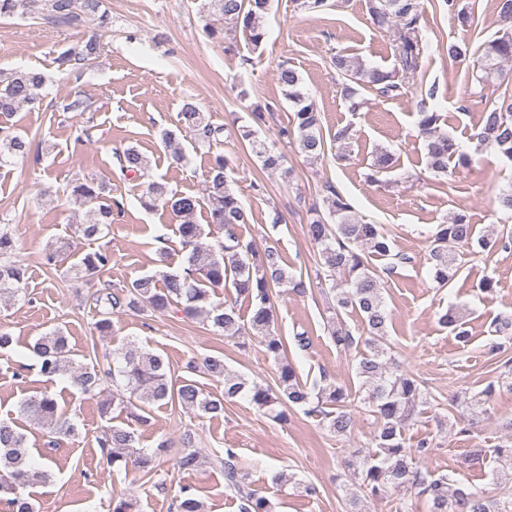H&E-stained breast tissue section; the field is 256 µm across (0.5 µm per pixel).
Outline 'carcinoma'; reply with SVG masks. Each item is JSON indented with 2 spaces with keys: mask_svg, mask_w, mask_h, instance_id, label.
<instances>
[{
  "mask_svg": "<svg viewBox=\"0 0 512 512\" xmlns=\"http://www.w3.org/2000/svg\"><path fill=\"white\" fill-rule=\"evenodd\" d=\"M42 17L56 26H79L97 21H108L104 0H41ZM271 0H195L197 14L207 19L218 16L242 30L253 47L265 38V17ZM424 6L421 0H369L374 23L381 29L394 30L396 65L393 69L367 68L361 62L343 55L333 58L337 73L346 81L349 109L359 111L366 101L358 88L366 86L389 96L402 88L404 79L419 68L425 46L419 36V23ZM100 52L97 39L88 40L78 51L60 53L56 62L65 70L75 71L94 60ZM512 60V32L484 44L480 67L486 74L498 70L503 61ZM277 83L286 100L292 103L289 125L279 131V138L289 139L298 153L307 158H318L328 150L321 116L305 92L299 72L283 64L277 72ZM45 84L43 73L36 70L20 71L0 77V118L8 119L22 109L40 106V90ZM418 127L424 138L427 167L437 177L448 175L449 164L468 166L471 158L463 152L456 140L440 130L441 116L423 108L418 112ZM193 134L197 146L211 145L223 128L213 126L206 116L190 101L179 112L177 131L163 133V141L173 149L177 160L185 158L177 142L178 132ZM241 139L248 141L264 169L282 168L284 155L278 141L259 138V130L248 122L238 127ZM478 138L485 149L496 157L512 162V95L503 94L493 108L482 114ZM32 150V140L16 133L13 127L0 124V168L26 158ZM122 173L145 177L151 170L150 160L135 147L126 148L119 155ZM230 160L223 154L213 156L205 181L203 198L170 189L156 181L147 183L141 203L147 209L158 205L167 208L179 220L177 232L186 251L180 270L160 271L134 280L117 292L103 288L94 294L93 302L101 308L95 331L100 336L112 335V315L127 310L150 309L161 315H183L199 319L211 331L227 337L239 336L249 330L261 337L267 354L278 364L276 388L262 386L248 380L231 369L222 356L205 360L208 373L224 380V397H214L195 382L185 380L174 383L170 376V363L162 354L139 349L129 344L112 351L102 360L83 363L73 358L67 337L60 330L38 337L32 345L36 366L41 375L65 378L78 393L97 395L100 386L109 381L115 387L112 399L104 407L126 413L129 422L110 425L102 430L100 446L108 449L107 465L115 469L137 468L143 475L157 473L153 455L137 449V426L147 422L144 412L153 405L176 403L186 411H201L218 416L224 413V399L243 395L256 408L271 418L287 419L286 410L302 408L311 414L322 415L327 430L338 436L351 434L355 415L347 408L351 394L328 383L309 387L296 375L288 363L286 345L273 330L272 289L281 284L305 288L301 279L285 267L278 249L268 246L257 253L252 244L243 240L238 228L250 222V215L236 193L230 188ZM68 197L78 207L87 208L86 220L75 225L74 234L91 240L100 237L112 224L113 207L111 188L103 179L77 178L66 188ZM209 207L208 225L224 231L214 243L205 244L203 225L196 222L200 200ZM310 240L319 253V266L336 291V305L351 309L360 315L368 338L355 367L359 381L358 392L364 393L360 403L372 413L376 430L372 440L374 450L363 459L360 488L377 495L392 490H418L431 501V512H499L492 501L462 488L448 487L447 479L434 478L422 472L416 458L429 454L431 442L422 439L414 448L406 446L405 426L416 409L428 401V392L414 378L398 369L393 351L387 345L388 314L382 293L381 276L371 266L373 256L389 257L394 263L407 262L408 257L394 252L393 242L381 225L361 222L354 207L332 185L327 186L323 209L315 211L307 224ZM498 241L476 235L474 226L466 216L454 218L436 226L432 240V279L445 286L458 271L457 256L461 248H478L491 256ZM48 264H69L78 274L92 276L112 264V254L95 250L83 254L78 261L72 257L68 243L62 242L46 251ZM232 283L238 296L248 300L252 315L248 324L241 323L236 305L215 300L217 291ZM28 267L18 256L17 240L7 227L0 226V298L16 296L27 288ZM463 316L455 308L447 310L440 323L451 329L460 342H467L468 332ZM327 332L336 346L350 349L356 344L352 332L340 320H330ZM494 392V385L471 396L458 398L460 421L484 411ZM19 412L43 430L44 445L52 450L61 436L78 435L77 425L59 411L56 398L46 392L27 397ZM495 462L501 469H512V440L494 449ZM235 454L226 449L222 461L228 487L240 500V512H272L271 502L250 488L248 474L233 464ZM43 462L32 460L27 437L15 421L0 419V501L12 507L13 512H34L27 489L47 483L51 478L49 462L52 457L44 453ZM203 456L195 450L194 436L183 438V451L176 461L178 468L196 470ZM174 512H202L201 501L193 488L183 486L173 497Z\"/></svg>",
  "mask_w": 512,
  "mask_h": 512,
  "instance_id": "obj_1",
  "label": "carcinoma"
}]
</instances>
